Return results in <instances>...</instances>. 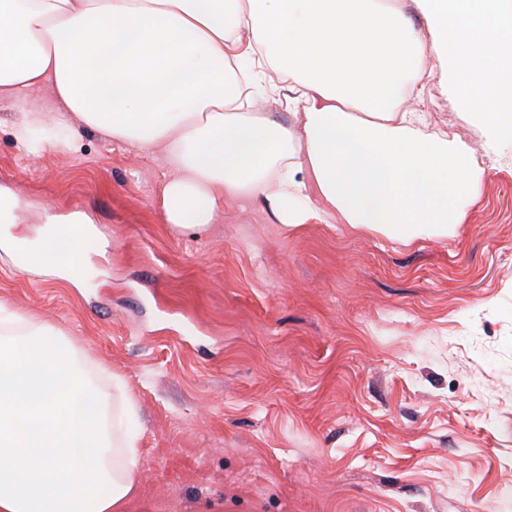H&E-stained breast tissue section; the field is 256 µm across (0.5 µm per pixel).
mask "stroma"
I'll list each match as a JSON object with an SVG mask.
<instances>
[{
	"instance_id": "stroma-1",
	"label": "stroma",
	"mask_w": 512,
	"mask_h": 512,
	"mask_svg": "<svg viewBox=\"0 0 512 512\" xmlns=\"http://www.w3.org/2000/svg\"><path fill=\"white\" fill-rule=\"evenodd\" d=\"M50 89L0 101V186L86 213L91 272L73 285L0 250V306L61 330L137 406L136 512H512V142L447 238L404 244L339 224L290 230L258 202L171 229L160 152L84 129L11 133ZM437 126L486 129L441 86Z\"/></svg>"
}]
</instances>
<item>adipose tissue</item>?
<instances>
[{"label": "adipose tissue", "mask_w": 512, "mask_h": 512, "mask_svg": "<svg viewBox=\"0 0 512 512\" xmlns=\"http://www.w3.org/2000/svg\"><path fill=\"white\" fill-rule=\"evenodd\" d=\"M0 0V99L52 88L61 113L139 151L164 148L166 221L202 230L256 200L297 229L336 221L408 242L454 235L481 190L483 154L409 108L438 81L493 142L512 141V0ZM288 92L290 114L245 112ZM18 260L80 283L82 213H44ZM135 403L92 381L51 326L0 317V512H130L141 476Z\"/></svg>", "instance_id": "1"}]
</instances>
